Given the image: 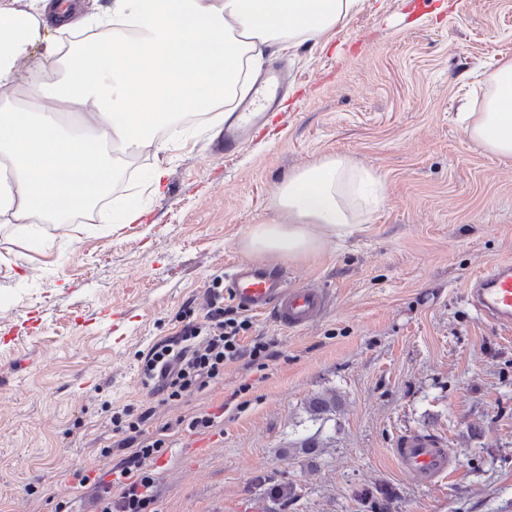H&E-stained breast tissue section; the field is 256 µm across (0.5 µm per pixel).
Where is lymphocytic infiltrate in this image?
Listing matches in <instances>:
<instances>
[{
	"label": "lymphocytic infiltrate",
	"instance_id": "f902f5d3",
	"mask_svg": "<svg viewBox=\"0 0 512 512\" xmlns=\"http://www.w3.org/2000/svg\"><path fill=\"white\" fill-rule=\"evenodd\" d=\"M251 327L250 320L237 317L234 309L225 305L222 290L211 289L203 321L183 325L176 336L151 349L142 369L145 385L164 402H175L215 383L226 362L245 357L256 362L268 357L267 343L243 344ZM112 425L121 438L115 449H102L101 454L111 459L118 450L122 457L110 466L109 480H93L79 471L74 474L84 491L85 505L90 512H150L156 489L145 466L160 455L164 442L142 437L139 421L124 422L119 412L113 414Z\"/></svg>",
	"mask_w": 512,
	"mask_h": 512
}]
</instances>
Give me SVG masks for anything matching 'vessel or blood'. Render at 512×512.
Wrapping results in <instances>:
<instances>
[{"label":"vessel or blood","instance_id":"vessel-or-blood-1","mask_svg":"<svg viewBox=\"0 0 512 512\" xmlns=\"http://www.w3.org/2000/svg\"><path fill=\"white\" fill-rule=\"evenodd\" d=\"M250 112L230 118L224 135L210 150L216 155H234L247 141V127L253 121ZM229 292L243 309L260 312L274 308L277 321L290 329L306 328L324 313L329 295L325 289L294 287L287 277L248 262L233 266ZM467 300L483 319L504 327L512 326V260L488 265L468 284ZM393 455L403 474L422 487L439 484L457 467L456 459L443 443L427 432H409L394 444Z\"/></svg>","mask_w":512,"mask_h":512}]
</instances>
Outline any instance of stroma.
<instances>
[{"mask_svg": "<svg viewBox=\"0 0 512 512\" xmlns=\"http://www.w3.org/2000/svg\"><path fill=\"white\" fill-rule=\"evenodd\" d=\"M286 58L278 107L235 156L207 152L221 125L184 116L200 134L167 157L142 223H0V512H80L73 474L104 473L125 408L166 442L155 512H512V327L466 300L476 273L512 259V159L459 119L512 59V0H362L327 45ZM330 154L384 175L382 205L317 257L266 259L325 289V314L298 330L251 314L244 339L269 357L162 403L142 382L148 352L202 320L288 174ZM328 391L333 447L289 448ZM202 411L209 432L178 427ZM418 430L457 460L441 484H414L393 458ZM288 484L290 500L271 497Z\"/></svg>", "mask_w": 512, "mask_h": 512, "instance_id": "stroma-1", "label": "stroma"}]
</instances>
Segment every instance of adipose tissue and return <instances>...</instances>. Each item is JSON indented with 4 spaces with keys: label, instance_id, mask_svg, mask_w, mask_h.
Listing matches in <instances>:
<instances>
[{
    "label": "adipose tissue",
    "instance_id": "adipose-tissue-1",
    "mask_svg": "<svg viewBox=\"0 0 512 512\" xmlns=\"http://www.w3.org/2000/svg\"><path fill=\"white\" fill-rule=\"evenodd\" d=\"M360 0H110L84 11L78 0H0V222L64 224L98 212L119 176L120 154L149 150L156 161L140 184L101 214L106 224L141 223L142 196L159 195L165 155L189 138L187 112H232L265 51L326 45ZM483 111L468 139L512 157V59L488 79ZM54 105H43L46 94ZM384 178L350 157L329 155L295 171L252 225L246 255L292 261L320 254L369 223Z\"/></svg>",
    "mask_w": 512,
    "mask_h": 512
}]
</instances>
